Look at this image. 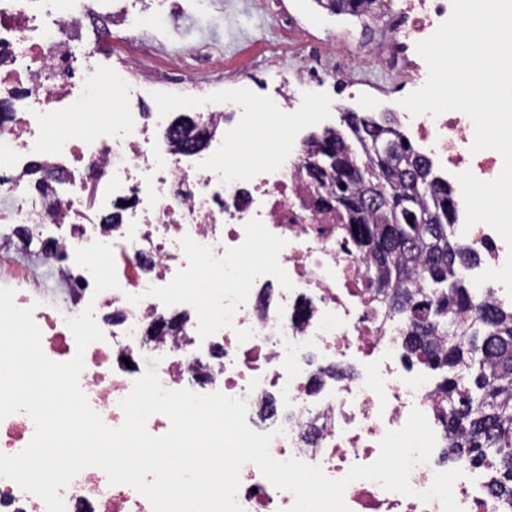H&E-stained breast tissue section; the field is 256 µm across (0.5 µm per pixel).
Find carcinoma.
Masks as SVG:
<instances>
[{
	"instance_id": "obj_1",
	"label": "carcinoma",
	"mask_w": 512,
	"mask_h": 512,
	"mask_svg": "<svg viewBox=\"0 0 512 512\" xmlns=\"http://www.w3.org/2000/svg\"><path fill=\"white\" fill-rule=\"evenodd\" d=\"M341 120L346 131L311 137V157L336 143L332 173H308L313 204L332 210L327 199L347 183L353 208L336 209L341 229L362 254L371 286L406 318L407 358L436 375L451 452L487 461L492 486L512 498V309L469 292L461 270L480 255L453 240L452 192L392 115L344 112ZM407 196L412 205L398 207Z\"/></svg>"
}]
</instances>
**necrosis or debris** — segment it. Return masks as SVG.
Wrapping results in <instances>:
<instances>
[{
  "label": "necrosis or debris",
  "mask_w": 512,
  "mask_h": 512,
  "mask_svg": "<svg viewBox=\"0 0 512 512\" xmlns=\"http://www.w3.org/2000/svg\"><path fill=\"white\" fill-rule=\"evenodd\" d=\"M387 10L397 24L363 56L422 86L428 68L416 44L448 19L451 0H388ZM93 17L136 31L154 53V14L113 0H0V287L32 308L44 355L70 360L76 342L65 319L93 307L104 338L87 347L79 384L108 427L122 425L120 402L155 358L165 389L246 399V423L271 434L273 458L320 466L332 479L373 463L386 432L420 409L436 445L429 463L411 472L413 495L357 480L344 494L351 512H443L440 501L418 494L435 472L451 469L463 472L453 486L463 512H512L492 491L487 466L449 454L433 411L435 377L401 346L405 322L374 298L336 216L311 203L299 174L308 150L300 130L323 118L306 109L318 72L303 66L291 80L272 71L273 97L250 101L182 86L160 92L148 62L98 63ZM180 110L209 131L205 150L174 146ZM264 114L276 132L261 160L238 159L240 140ZM66 118L88 134H58ZM401 123L453 195L462 172L490 181L502 171L498 152L471 153L474 127L463 112H405ZM19 225L27 235L16 234ZM455 229L483 254L466 278L502 267L512 253L486 224ZM95 241L112 247L118 288L95 292L74 260ZM256 253L260 261L242 268ZM210 276L224 286L197 307ZM162 319L171 327L159 333ZM60 495L66 512H152L145 497L110 484L97 467ZM237 500L244 512H288L294 503L252 463L240 470Z\"/></svg>",
  "instance_id": "4bbe7bcc"
}]
</instances>
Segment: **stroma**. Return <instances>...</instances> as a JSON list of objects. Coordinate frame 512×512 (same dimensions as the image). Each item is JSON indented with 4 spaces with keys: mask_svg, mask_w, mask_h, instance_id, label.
Here are the masks:
<instances>
[{
    "mask_svg": "<svg viewBox=\"0 0 512 512\" xmlns=\"http://www.w3.org/2000/svg\"><path fill=\"white\" fill-rule=\"evenodd\" d=\"M191 0L185 12L162 30V45L152 58L160 79L179 69L188 82L205 80L225 88L232 73H242L239 91L259 98L267 93L273 68L292 71L309 48L335 50L341 64L324 83L315 86L313 96L328 117L324 127L341 124L343 111L379 113L400 109L399 95L388 89L397 77L366 64L348 42L347 30H354L364 43L383 36L385 18L376 11L364 22L350 15H336L317 5L316 0ZM143 50L142 39L133 33L102 39L98 48L101 64L124 68Z\"/></svg>",
    "mask_w": 512,
    "mask_h": 512,
    "instance_id": "stroma-1",
    "label": "stroma"
}]
</instances>
